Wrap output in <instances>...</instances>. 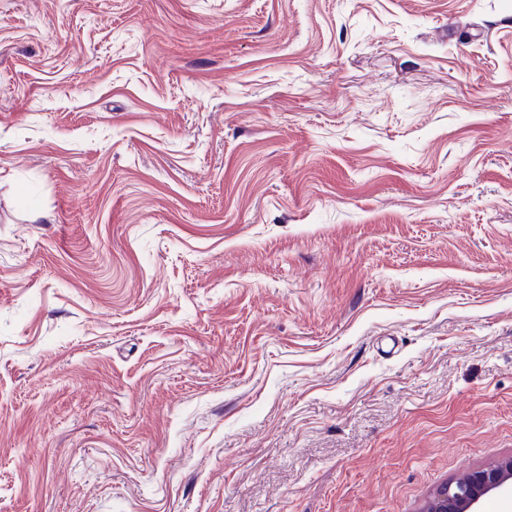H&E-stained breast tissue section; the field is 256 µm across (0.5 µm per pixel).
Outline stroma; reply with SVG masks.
I'll list each match as a JSON object with an SVG mask.
<instances>
[{"instance_id":"obj_1","label":"stroma","mask_w":512,"mask_h":512,"mask_svg":"<svg viewBox=\"0 0 512 512\" xmlns=\"http://www.w3.org/2000/svg\"><path fill=\"white\" fill-rule=\"evenodd\" d=\"M510 454L512 0H0V512Z\"/></svg>"}]
</instances>
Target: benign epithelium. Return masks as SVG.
I'll return each mask as SVG.
<instances>
[{
	"instance_id": "7a95c632",
	"label": "benign epithelium",
	"mask_w": 512,
	"mask_h": 512,
	"mask_svg": "<svg viewBox=\"0 0 512 512\" xmlns=\"http://www.w3.org/2000/svg\"><path fill=\"white\" fill-rule=\"evenodd\" d=\"M512 455L469 472L461 480L437 487L426 500L422 512H474L482 498L509 486Z\"/></svg>"
}]
</instances>
